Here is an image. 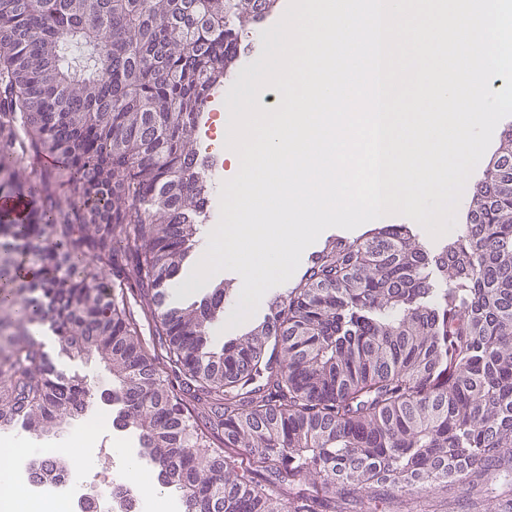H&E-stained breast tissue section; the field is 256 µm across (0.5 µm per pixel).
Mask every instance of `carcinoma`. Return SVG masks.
I'll return each mask as SVG.
<instances>
[{
	"label": "carcinoma",
	"instance_id": "cac0c4a2",
	"mask_svg": "<svg viewBox=\"0 0 512 512\" xmlns=\"http://www.w3.org/2000/svg\"><path fill=\"white\" fill-rule=\"evenodd\" d=\"M275 0H0V428L47 432L112 372V425L183 512H358L388 496L480 512L512 483V125L466 222L430 252L406 224L324 251L263 320L216 346L232 284L171 299L208 186L196 137L241 33ZM35 268L28 280L22 271ZM144 291L175 387L145 348ZM58 457L31 461L44 482ZM136 291V288L128 290V300L130 301L131 306L139 319L140 337L142 339V342L144 343L145 347L153 354L155 345L153 315L149 311L142 309L139 306V302H135Z\"/></svg>",
	"mask_w": 512,
	"mask_h": 512
}]
</instances>
